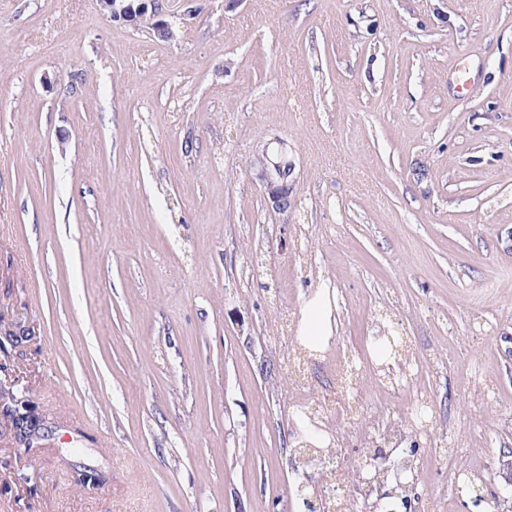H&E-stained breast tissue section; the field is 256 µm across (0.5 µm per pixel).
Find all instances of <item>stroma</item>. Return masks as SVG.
<instances>
[{
  "label": "stroma",
  "instance_id": "stroma-1",
  "mask_svg": "<svg viewBox=\"0 0 512 512\" xmlns=\"http://www.w3.org/2000/svg\"><path fill=\"white\" fill-rule=\"evenodd\" d=\"M196 6L161 42L97 0H0V306L36 331L0 381L57 425L28 455L0 436V512H305L295 398L261 361L325 289L310 397L337 348L372 360L336 430L349 468L374 413L415 406L371 357L396 334L441 412L406 439L408 480L432 512H506L512 0ZM275 139L295 166L281 214L248 166ZM454 434L459 470L492 476L481 503L448 488ZM87 467L102 486L76 485Z\"/></svg>",
  "mask_w": 512,
  "mask_h": 512
}]
</instances>
